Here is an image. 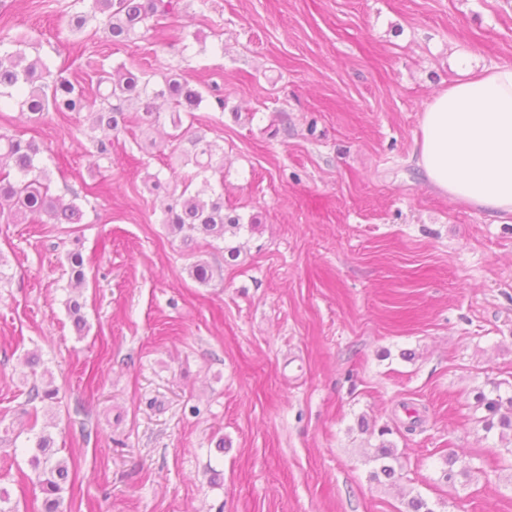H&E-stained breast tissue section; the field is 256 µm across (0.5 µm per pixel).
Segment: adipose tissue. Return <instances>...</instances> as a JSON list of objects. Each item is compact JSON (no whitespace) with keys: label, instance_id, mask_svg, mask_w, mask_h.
I'll return each instance as SVG.
<instances>
[{"label":"adipose tissue","instance_id":"1","mask_svg":"<svg viewBox=\"0 0 512 512\" xmlns=\"http://www.w3.org/2000/svg\"><path fill=\"white\" fill-rule=\"evenodd\" d=\"M415 155L453 202L512 216V65L460 67L424 105Z\"/></svg>","mask_w":512,"mask_h":512}]
</instances>
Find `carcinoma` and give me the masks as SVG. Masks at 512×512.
Instances as JSON below:
<instances>
[{"label":"carcinoma","instance_id":"cac0c4a2","mask_svg":"<svg viewBox=\"0 0 512 512\" xmlns=\"http://www.w3.org/2000/svg\"><path fill=\"white\" fill-rule=\"evenodd\" d=\"M89 13L77 12L72 25L80 30L87 17L100 19L102 31L114 45L124 44L138 36L152 31L157 36L164 33L163 21L175 14L178 0H90ZM30 43L13 37L9 31L0 35V105L11 102L22 112L39 118L52 110L59 114L86 112L92 119L93 127L116 131L125 122V111L134 105L142 112L140 119L151 126L160 119L163 105H170V124L178 133L175 140L182 139L184 112L197 110L205 100L203 92L186 81L166 78L162 83H153L145 74H135L126 65L106 71L98 70L96 97H90L82 81L74 76L63 75V71H52L50 64L40 56H30ZM194 147L192 163L196 175L223 173V163L216 159V146L201 135L191 139ZM43 150L33 140H23L15 135L0 133V223L23 224L35 217H45V224H80L83 212L75 203L79 195L68 189L58 193L51 188V179L41 165ZM184 185L180 193L172 194L164 209L163 223L171 234L181 236L182 243L189 247L195 242L194 235H204L214 240L226 241V236H238L242 230H256L257 224H244L238 215L224 212V194L214 192L208 198L201 193L188 192ZM69 195L72 202L65 203ZM71 271L70 288L83 286V257L78 252L67 256ZM67 309L73 318L77 332L86 328L81 314L82 304L77 297L67 301ZM31 400L53 401L57 389L53 386L48 371H43L42 385L30 390ZM512 406V396L503 398L500 388L495 386L489 392L476 395L478 409L482 411L480 422L486 431L499 427L512 431V417L502 413L504 403ZM391 430L383 427L378 431L379 444L368 462L374 464L371 476L394 482L397 472L393 461L396 451L386 436ZM28 465L43 494L41 512H63L62 493L71 482L68 461L58 457L54 440L47 430L35 434ZM443 478L451 482L459 476L467 477L471 471L466 456L448 454L443 457Z\"/></svg>","mask_w":512,"mask_h":512}]
</instances>
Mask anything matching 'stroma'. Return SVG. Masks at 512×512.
Wrapping results in <instances>:
<instances>
[{"label":"stroma","mask_w":512,"mask_h":512,"mask_svg":"<svg viewBox=\"0 0 512 512\" xmlns=\"http://www.w3.org/2000/svg\"><path fill=\"white\" fill-rule=\"evenodd\" d=\"M73 0H0V21L85 79L126 64L217 90L186 115L224 159L237 260L163 224L190 179L189 141L127 120L112 156L87 152V113H0L33 139L79 224L0 223V488L39 512L31 424L74 482L65 512H512V454L478 390L512 395V222L453 203L412 155L424 103L460 62L512 63V0H179L168 38L73 31ZM166 183L151 190L148 175ZM80 250L85 335L68 314ZM212 279L198 283L194 261ZM38 351L59 394L33 405ZM423 423L406 433L404 405ZM390 427L401 469L371 480L367 431ZM471 459L445 482L441 458Z\"/></svg>","instance_id":"stroma-1"}]
</instances>
